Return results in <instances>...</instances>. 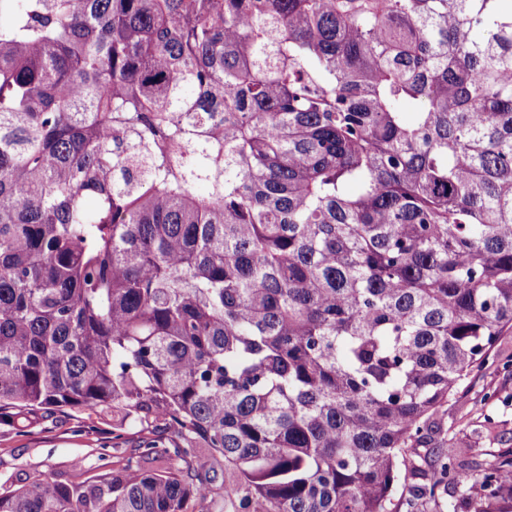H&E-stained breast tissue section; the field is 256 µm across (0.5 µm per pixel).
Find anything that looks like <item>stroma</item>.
Listing matches in <instances>:
<instances>
[{
    "label": "stroma",
    "mask_w": 512,
    "mask_h": 512,
    "mask_svg": "<svg viewBox=\"0 0 512 512\" xmlns=\"http://www.w3.org/2000/svg\"><path fill=\"white\" fill-rule=\"evenodd\" d=\"M435 419L457 462L472 472H482L499 450L512 448V334L501 338L488 367L451 396ZM115 425L111 415L68 409L45 413L24 428L0 424V491L40 474L66 482L119 471L143 441L168 446L177 439L163 419L127 423L118 438L112 435ZM431 449L427 442L406 454L403 465L411 476L395 486L394 512H408L416 489L432 482L433 471L421 459Z\"/></svg>",
    "instance_id": "stroma-1"
}]
</instances>
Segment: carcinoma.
<instances>
[{
    "label": "carcinoma",
    "mask_w": 512,
    "mask_h": 512,
    "mask_svg": "<svg viewBox=\"0 0 512 512\" xmlns=\"http://www.w3.org/2000/svg\"><path fill=\"white\" fill-rule=\"evenodd\" d=\"M512 333V0H0V422L178 441L0 512H390ZM501 512L512 451L473 475ZM221 484L222 478L219 477V479L213 485L214 493L212 497L205 503H201L196 499H190L186 510L188 512H232L230 507L224 509V490Z\"/></svg>",
    "instance_id": "carcinoma-1"
}]
</instances>
